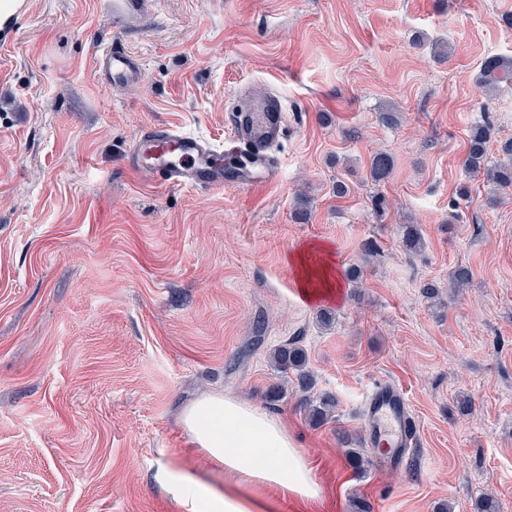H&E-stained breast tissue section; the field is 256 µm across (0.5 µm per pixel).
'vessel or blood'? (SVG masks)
Here are the masks:
<instances>
[{"instance_id":"obj_1","label":"vessel or blood","mask_w":512,"mask_h":512,"mask_svg":"<svg viewBox=\"0 0 512 512\" xmlns=\"http://www.w3.org/2000/svg\"><path fill=\"white\" fill-rule=\"evenodd\" d=\"M96 68L108 84H135L142 79V63L115 47L98 56ZM282 108L275 98L251 105L235 116L230 150L251 169V184L272 181L276 167L270 148L279 139ZM127 165L144 178L172 187L220 188L224 168L216 149L200 137L169 124L146 127L127 157ZM367 433L384 448L407 452L415 443V426L401 393L376 387L368 405Z\"/></svg>"}]
</instances>
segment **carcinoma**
<instances>
[{"label": "carcinoma", "instance_id": "obj_1", "mask_svg": "<svg viewBox=\"0 0 512 512\" xmlns=\"http://www.w3.org/2000/svg\"><path fill=\"white\" fill-rule=\"evenodd\" d=\"M512 81V58L490 56L481 65L480 83L485 91L495 90L502 82ZM492 127L488 123L475 125L471 128L468 139V150L465 166L472 172L486 174V180L495 189L512 188V142L504 145L503 152L509 156V162L487 163V145L491 140ZM393 160L385 152L374 154L370 160L369 173L375 182L386 179L392 172ZM273 360L277 369L284 375H294L296 388L305 396V407L308 416L317 424L333 421L336 399L330 395L310 398L316 380L307 369V355L295 341H290L275 349Z\"/></svg>", "mask_w": 512, "mask_h": 512}]
</instances>
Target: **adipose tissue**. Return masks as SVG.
<instances>
[{"instance_id":"adipose-tissue-1","label":"adipose tissue","mask_w":512,"mask_h":512,"mask_svg":"<svg viewBox=\"0 0 512 512\" xmlns=\"http://www.w3.org/2000/svg\"><path fill=\"white\" fill-rule=\"evenodd\" d=\"M182 423L198 448L224 467L223 497H204L198 512H278L261 497L269 486L301 506L319 498L311 463L277 415L213 393L185 408Z\"/></svg>"}]
</instances>
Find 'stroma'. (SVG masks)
<instances>
[{"instance_id": "35a3bbf8", "label": "stroma", "mask_w": 512, "mask_h": 512, "mask_svg": "<svg viewBox=\"0 0 512 512\" xmlns=\"http://www.w3.org/2000/svg\"><path fill=\"white\" fill-rule=\"evenodd\" d=\"M107 2L26 0L0 28V512L223 495L181 423L215 392L287 423L321 488L310 512H512V189L465 166L472 126H493L490 162L512 141V82H478L484 58L512 57V0H147L136 25ZM114 45L142 59L140 83L97 79ZM258 93L284 111L273 182L173 188L126 169L154 124L223 148ZM378 151L394 160L381 182ZM313 242L340 286L310 301L291 257ZM460 264L473 276L454 290ZM291 339L333 422L312 424L292 386L266 401ZM379 382L416 424L392 469L366 442Z\"/></svg>"}]
</instances>
